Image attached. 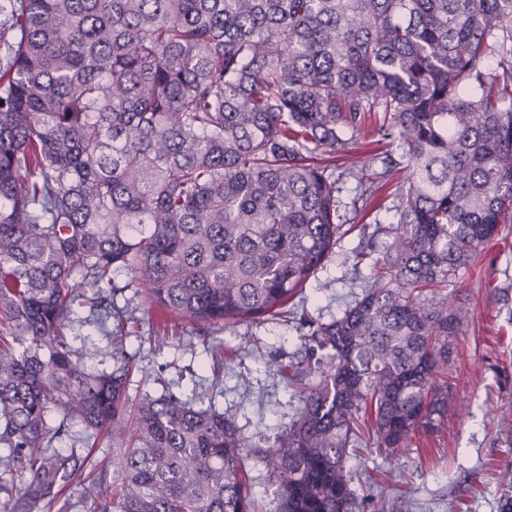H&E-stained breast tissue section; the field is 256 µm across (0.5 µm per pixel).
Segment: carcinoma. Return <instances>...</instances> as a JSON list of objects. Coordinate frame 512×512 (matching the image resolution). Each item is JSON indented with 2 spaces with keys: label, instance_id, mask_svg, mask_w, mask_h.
Returning a JSON list of instances; mask_svg holds the SVG:
<instances>
[{
  "label": "carcinoma",
  "instance_id": "cac0c4a2",
  "mask_svg": "<svg viewBox=\"0 0 512 512\" xmlns=\"http://www.w3.org/2000/svg\"><path fill=\"white\" fill-rule=\"evenodd\" d=\"M369 137L400 150L389 206L347 164ZM350 178L389 241L301 331L274 441L174 394L135 402L123 349L107 371L70 344L84 304L110 333L118 272L205 333L278 314L340 242ZM511 222L512 0H0L3 508L66 495L53 444L78 424L112 435L91 512H260L251 457L275 512H353L350 450L447 420V288ZM247 464L252 478L255 497L264 508L272 510L274 507V503L271 502L273 498L271 494L272 488L270 487L266 471L257 462H253V460H248Z\"/></svg>",
  "mask_w": 512,
  "mask_h": 512
}]
</instances>
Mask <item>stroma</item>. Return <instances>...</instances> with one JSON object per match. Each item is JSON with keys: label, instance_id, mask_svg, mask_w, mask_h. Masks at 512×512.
Listing matches in <instances>:
<instances>
[{"label": "stroma", "instance_id": "stroma-1", "mask_svg": "<svg viewBox=\"0 0 512 512\" xmlns=\"http://www.w3.org/2000/svg\"><path fill=\"white\" fill-rule=\"evenodd\" d=\"M370 216L351 213L347 234L333 255L288 304L285 313L219 331L224 364L213 360L192 324L146 301L126 273L115 282L122 291L114 306L133 317L123 339L134 357L129 394L160 395L170 390L182 399L213 400L235 414L249 435H271L287 426L298 398L279 368L300 348L298 328L327 322L360 293L349 252L381 244ZM460 298L467 317L463 336L448 363L452 399L448 422L436 433H416L410 448L389 457L361 452L351 457L356 512H512V224L502 237L478 249L467 268L448 287ZM88 306L72 344L90 349L92 367L111 369L112 343L89 324ZM81 426L56 446L70 458L68 502H53L45 512H90L83 487L94 467L112 460V442L101 438L95 450L81 442Z\"/></svg>", "mask_w": 512, "mask_h": 512}]
</instances>
